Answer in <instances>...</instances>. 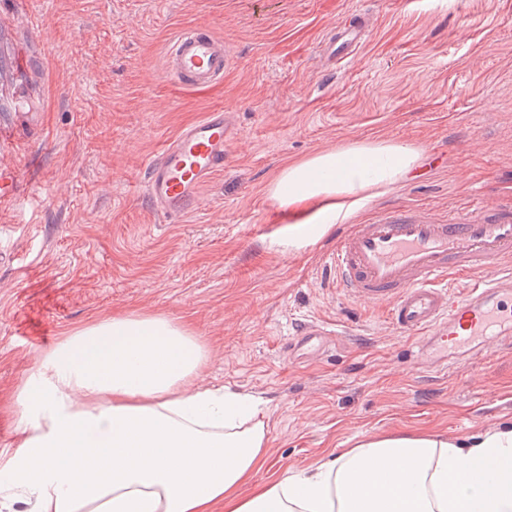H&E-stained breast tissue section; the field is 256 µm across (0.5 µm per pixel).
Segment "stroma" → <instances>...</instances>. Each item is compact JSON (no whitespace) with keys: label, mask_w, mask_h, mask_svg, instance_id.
<instances>
[{"label":"stroma","mask_w":512,"mask_h":512,"mask_svg":"<svg viewBox=\"0 0 512 512\" xmlns=\"http://www.w3.org/2000/svg\"><path fill=\"white\" fill-rule=\"evenodd\" d=\"M354 11L364 44L325 68L321 42ZM205 25L236 63L213 89L181 88L165 46ZM217 107L239 128L223 172L188 214L156 213L149 158ZM368 142L419 147L423 164L299 242L270 185ZM1 169L16 188L0 198V451L17 447L19 386L63 334L131 311L203 336L206 385L261 398L283 470L367 433L512 420V351L438 367L326 269L349 225L512 200V0H0ZM305 323L327 327L323 348L289 352Z\"/></svg>","instance_id":"35a3bbf8"}]
</instances>
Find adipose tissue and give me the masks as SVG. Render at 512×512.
<instances>
[{
	"label": "adipose tissue",
	"mask_w": 512,
	"mask_h": 512,
	"mask_svg": "<svg viewBox=\"0 0 512 512\" xmlns=\"http://www.w3.org/2000/svg\"><path fill=\"white\" fill-rule=\"evenodd\" d=\"M418 148L361 143L288 165L280 207L315 205L305 244L409 177ZM205 341L161 313L68 332L21 385L19 452L0 459V512H512V423L465 438L371 433L324 462L273 471L254 396L203 384ZM270 474L263 482L254 476Z\"/></svg>",
	"instance_id": "ef3b65f1"
}]
</instances>
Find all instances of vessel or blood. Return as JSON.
<instances>
[{
	"instance_id": "vessel-or-blood-1",
	"label": "vessel or blood",
	"mask_w": 512,
	"mask_h": 512,
	"mask_svg": "<svg viewBox=\"0 0 512 512\" xmlns=\"http://www.w3.org/2000/svg\"><path fill=\"white\" fill-rule=\"evenodd\" d=\"M364 21L340 23L326 38L321 57L333 68L363 44ZM171 77L184 88L206 90L224 78L235 58L211 29L178 33L165 49ZM238 134L234 112L221 108L181 129L148 166L145 193L164 215L190 210L200 189L227 159ZM473 217L443 219L386 213L341 234L327 265L353 297L383 304L388 322L418 337V348H453L456 363L484 358L488 341L512 335V203L484 206L473 200ZM469 277L452 291L449 275Z\"/></svg>"
}]
</instances>
